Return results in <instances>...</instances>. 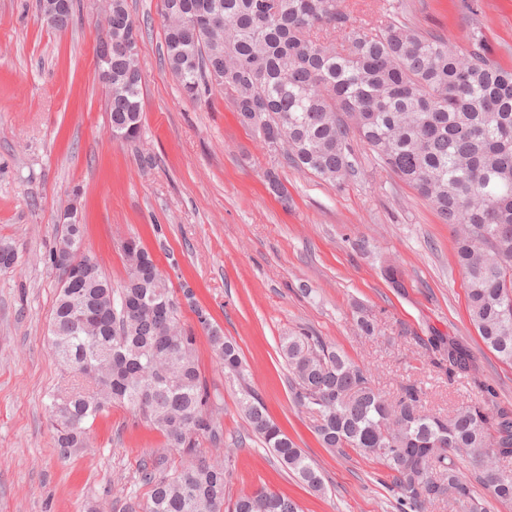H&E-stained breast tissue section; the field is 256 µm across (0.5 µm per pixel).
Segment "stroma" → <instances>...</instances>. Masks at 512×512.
<instances>
[{
    "label": "stroma",
    "mask_w": 512,
    "mask_h": 512,
    "mask_svg": "<svg viewBox=\"0 0 512 512\" xmlns=\"http://www.w3.org/2000/svg\"><path fill=\"white\" fill-rule=\"evenodd\" d=\"M72 25L42 21L38 0H0V242L18 253L0 272V512H125L144 500L138 469L148 456L169 468L188 456L131 410L96 419L87 447L60 461L48 407L59 386L49 334L59 286L49 252L71 195L84 218L85 251L113 287L127 269L122 241L139 236L172 288L188 284L214 324L240 347L244 380L224 374L189 304L201 372L219 399L225 506L263 488L301 512H397L387 470L356 451L323 448L311 414L292 401L280 336L305 330L370 368L395 398L417 382L422 405L445 414L495 396L512 407V366L482 343L467 311L464 276L449 225L416 191L358 148L356 175L342 184L287 165L242 126L223 90L192 101L163 63L162 0H127L140 28L139 139L113 138L98 76L97 0H74ZM409 26L464 43L481 28L494 56L512 66V0H401ZM288 191L280 199L270 182ZM399 265L400 287L385 278ZM376 321L373 335L356 321ZM454 339L471 353V376L449 382L428 341ZM251 389L268 415L314 462L323 492L284 470L253 436L240 410Z\"/></svg>",
    "instance_id": "1"
}]
</instances>
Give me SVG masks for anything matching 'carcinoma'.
<instances>
[{
	"label": "carcinoma",
	"instance_id": "cac0c4a2",
	"mask_svg": "<svg viewBox=\"0 0 512 512\" xmlns=\"http://www.w3.org/2000/svg\"><path fill=\"white\" fill-rule=\"evenodd\" d=\"M340 0H165L167 68L185 97L199 100L211 76L231 100L240 123L263 147L285 133L279 153L296 170L334 183L357 172L355 146L372 151L379 167L424 198L444 223L459 227L455 258L466 282L470 321L484 345L512 364V68L498 63L480 28L459 46L426 34L390 10L373 24L356 25ZM40 0L44 22L64 30L73 0L55 9ZM224 16V29L189 32L183 15ZM139 36L126 0H112V31L98 34V53L112 56L107 91L112 130L140 135L142 79ZM83 249V229L67 227L56 252ZM127 280L120 289L101 267L57 294L51 342L61 386L50 407L57 456L86 445L87 423L114 405L129 406L162 432L167 447L192 457L164 472L166 458L139 466L149 487L128 512H224L228 470L198 451L200 440L221 441L217 402L196 357L195 336L180 323L179 302L152 253L131 237L121 245ZM194 313L224 372L243 375L238 345L224 338L210 314ZM448 361V380L473 370L468 351L435 339ZM292 399L315 417L322 447L350 448L383 465L400 512H424L447 500L460 512H485L479 490L512 503V411L480 403L448 415L420 410L423 390L408 383L390 401L371 372L322 337H280ZM240 406L252 433L282 468L316 492L321 476L300 448L245 393ZM234 512H300L289 498L258 489L237 499Z\"/></svg>",
	"mask_w": 512,
	"mask_h": 512
}]
</instances>
